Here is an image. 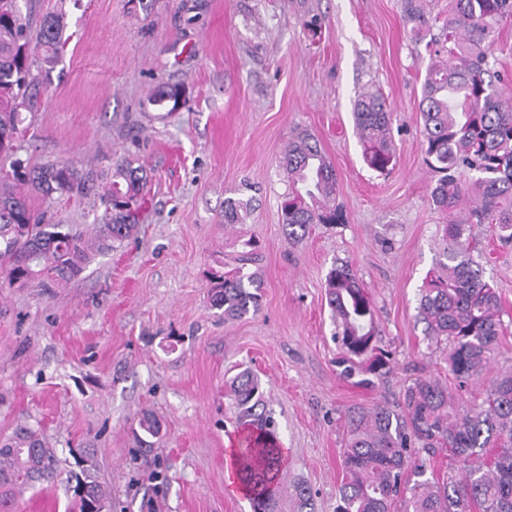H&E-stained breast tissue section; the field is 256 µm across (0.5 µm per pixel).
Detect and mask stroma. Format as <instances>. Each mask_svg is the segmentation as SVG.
Listing matches in <instances>:
<instances>
[{
    "label": "stroma",
    "mask_w": 512,
    "mask_h": 512,
    "mask_svg": "<svg viewBox=\"0 0 512 512\" xmlns=\"http://www.w3.org/2000/svg\"><path fill=\"white\" fill-rule=\"evenodd\" d=\"M423 38L406 0H34L30 20L63 18L64 46L16 143L30 165L64 160L92 178L83 196L31 193L49 222L87 226L98 191L122 158L149 175L137 233L98 255L53 295L0 288V438L38 428L61 461L54 482L17 493L13 512H67L71 448L96 450L97 480L112 512H253L225 478L241 430L224 381L259 378L288 461L289 485L311 489L316 512H334L350 407L398 403L419 376L438 379L457 403L481 402L488 377L459 388L447 343L432 344L418 317L420 290L446 241L447 214L431 199L419 112L427 68L452 0H417ZM161 85L181 89L174 112L150 105ZM393 112L396 161H363L353 108L365 90ZM300 129L336 170L342 224H317L288 245L281 150ZM252 192L236 226L224 200ZM473 233L485 279L512 327V244L486 224ZM261 246L256 314L223 320L210 307L217 276L243 240ZM347 261L369 292L391 370L375 388L344 379L325 280ZM160 424L150 450L133 431L142 412Z\"/></svg>",
    "instance_id": "35a3bbf8"
}]
</instances>
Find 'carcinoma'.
Wrapping results in <instances>:
<instances>
[{
	"label": "carcinoma",
	"mask_w": 512,
	"mask_h": 512,
	"mask_svg": "<svg viewBox=\"0 0 512 512\" xmlns=\"http://www.w3.org/2000/svg\"><path fill=\"white\" fill-rule=\"evenodd\" d=\"M21 0H0V95L15 93L35 111L31 89L51 68L60 50L63 22L45 17L32 28ZM512 18V0H453L441 49L447 59L428 68L419 101L427 167L438 175L432 202L448 213L443 231L444 261L421 289L418 314L425 336L450 344L448 368L464 387L487 370L504 335L501 303L484 280L483 265L473 258L474 224H489L498 238L512 242V102L504 97L503 77L491 68L487 38L495 20ZM181 91L161 86L152 102L180 106ZM26 117L16 108L0 107V164L14 167V142ZM354 126L366 165L380 173L396 158L392 113L378 92L360 95ZM280 163L288 194L307 197L302 209H281L291 246L303 241L314 224H343L336 203V171L318 139L309 131L293 135ZM467 170V183L458 174ZM44 195H83L88 177L65 161L24 166L0 179V278L49 294L78 278L94 255L131 237L137 227L135 205L146 184V171L127 158L112 174L100 196L102 214L94 235L86 237L70 224H51L28 195L10 180ZM251 199L224 200V223L239 224ZM238 266L217 277L211 308L226 320L258 312L262 274L255 267L258 243L243 242ZM325 295L340 349L341 375L369 388L390 370L389 353L379 346L372 299L346 261H336L327 275ZM235 418L246 435L236 453L240 479L248 488L254 512H278V487L284 475L277 425L267 410L258 378L249 369L226 381ZM347 438L340 456L343 472L336 512H512V370L497 374L482 401L470 407L455 403L448 387L432 377H417L404 388L396 406H353L346 413ZM446 448L462 461L463 472L441 480L425 477L415 463L416 447ZM493 449L486 455V449ZM80 472L72 512H94L110 502L108 490L93 476L95 449L71 450ZM58 458L42 434L18 425L0 439V512H10L14 494L51 482ZM297 512H315L310 488L293 484Z\"/></svg>",
	"instance_id": "obj_1"
}]
</instances>
